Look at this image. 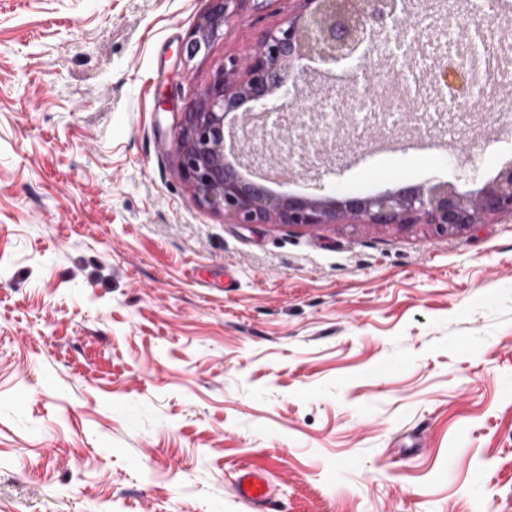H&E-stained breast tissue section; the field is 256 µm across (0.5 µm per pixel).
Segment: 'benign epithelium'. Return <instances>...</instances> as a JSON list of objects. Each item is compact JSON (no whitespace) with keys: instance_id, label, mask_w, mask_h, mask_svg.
Masks as SVG:
<instances>
[{"instance_id":"1","label":"benign epithelium","mask_w":512,"mask_h":512,"mask_svg":"<svg viewBox=\"0 0 512 512\" xmlns=\"http://www.w3.org/2000/svg\"><path fill=\"white\" fill-rule=\"evenodd\" d=\"M185 44L193 58L223 34L230 4L210 0ZM416 25L404 0H300V11L283 25L265 30L256 45L213 74L207 87L181 113L174 148L181 176L201 205L221 206L237 224L317 227L348 217L364 224H425L437 235H456L492 214H512V163L477 190L453 183L408 185L375 196L341 194L320 186L323 194L275 195L245 180L237 167L261 170L294 159L285 152L288 135L253 144L252 120L280 118L301 101L304 85L315 75L341 71L369 77L372 60L385 54V41ZM459 69L438 60L435 77L451 92L466 95ZM240 112L237 129L224 120Z\"/></svg>"}]
</instances>
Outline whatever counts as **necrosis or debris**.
Listing matches in <instances>:
<instances>
[{
	"label": "necrosis or debris",
	"mask_w": 512,
	"mask_h": 512,
	"mask_svg": "<svg viewBox=\"0 0 512 512\" xmlns=\"http://www.w3.org/2000/svg\"><path fill=\"white\" fill-rule=\"evenodd\" d=\"M454 17L474 21L481 35L478 44L458 43L450 24ZM410 52L415 54L418 65L397 83L398 100H386L383 93L378 92L355 101L332 103V111L352 114V131H359L368 124L390 126L392 118L404 111L430 113L434 118L430 132L446 131L445 112L463 110L468 102L449 97L443 87H426L434 59L443 56L472 76L473 99L488 106L497 103L494 89L512 83V25L501 23L488 13L484 0H448V16L444 19L434 6H426L417 30L393 47L398 59Z\"/></svg>",
	"instance_id": "4bbe7bcc"
}]
</instances>
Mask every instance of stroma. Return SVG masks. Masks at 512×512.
Wrapping results in <instances>:
<instances>
[{
	"mask_svg": "<svg viewBox=\"0 0 512 512\" xmlns=\"http://www.w3.org/2000/svg\"><path fill=\"white\" fill-rule=\"evenodd\" d=\"M208 6L0 0V512H512V216L446 237L200 206L180 113L298 2L237 0L186 58ZM455 119L434 147L409 118L337 143L333 184L480 188L512 121ZM269 472L263 468L247 466L241 469L236 481L238 497L245 503L257 507L263 504L269 494Z\"/></svg>",
	"mask_w": 512,
	"mask_h": 512,
	"instance_id": "1",
	"label": "stroma"
}]
</instances>
